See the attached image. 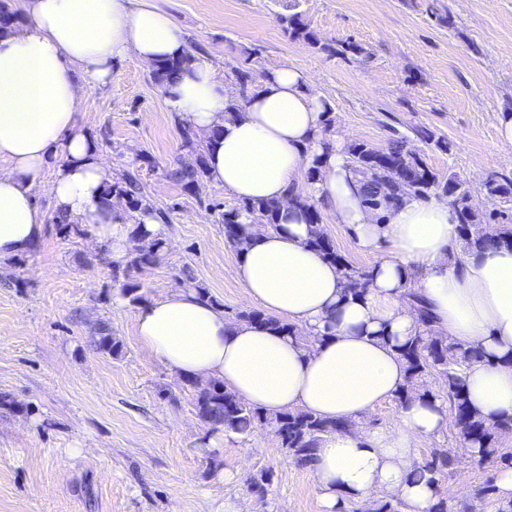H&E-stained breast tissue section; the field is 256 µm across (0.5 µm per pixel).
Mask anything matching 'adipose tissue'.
<instances>
[{
	"mask_svg": "<svg viewBox=\"0 0 512 512\" xmlns=\"http://www.w3.org/2000/svg\"><path fill=\"white\" fill-rule=\"evenodd\" d=\"M18 7L20 18L0 25V263L42 238L45 214L35 199L42 189L68 223L88 226L122 261L131 246L127 223L143 224L151 240L164 228L146 213L130 218L108 193L86 94L109 82L114 62L132 56L151 66L185 55L184 35L169 14L138 0H18ZM309 85L301 68L280 67L231 115L223 77L197 56L165 86L167 112L206 140L208 183L241 202L279 201L276 228L244 225L235 275L249 304L293 324L302 338L230 322L223 308L180 288L138 311L143 348L180 377L222 381L267 415L303 410L357 424L406 384L395 346L421 330L415 294L435 333L479 350L465 368L472 408L488 423L512 416V248L450 262L458 233L444 200L409 197L372 212L341 148H322L329 114ZM316 155L320 172L311 182ZM296 196L376 253L364 294L347 295L341 268L310 245L313 226ZM447 425L443 400L415 396L393 425L324 435L313 474L325 512L385 494L408 512H427L436 487L411 476L416 446Z\"/></svg>",
	"mask_w": 512,
	"mask_h": 512,
	"instance_id": "1",
	"label": "adipose tissue"
}]
</instances>
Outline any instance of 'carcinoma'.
I'll list each match as a JSON object with an SVG mask.
<instances>
[{
  "mask_svg": "<svg viewBox=\"0 0 512 512\" xmlns=\"http://www.w3.org/2000/svg\"><path fill=\"white\" fill-rule=\"evenodd\" d=\"M281 24L293 39H301L314 47L325 51L332 47L320 43L316 34L297 14L280 17ZM188 56L177 59H164L155 64L153 77L159 86L174 81L182 71ZM257 80L247 72L238 73V96L230 99L227 111L238 110L241 100L248 97ZM183 147L197 154L196 166L177 167L167 172L169 178L184 186H193L200 179L207 177L205 145L198 140L189 128H180ZM345 153L356 173L365 180V204L373 209L383 205L396 206L409 196L427 199L433 192L448 196L450 205L455 210L458 224L457 232L463 242L461 258L479 253L485 249L512 246V224H484L478 217L471 200L470 187L456 175L448 177L433 172L421 155L408 146L405 135L391 139L384 149H376L365 142H352L345 146ZM112 194L125 199L127 211L131 213L149 212L163 224L169 223L167 214L157 210L149 202L143 191L139 172L127 171L112 179L109 185ZM484 190L490 196L499 197L504 203V210L499 216L508 215L512 204V176L501 175L484 183ZM280 209L277 201L266 200L242 203L236 208L224 211L221 221L224 224V239L237 249L242 243V224H267L275 227V216ZM311 244L325 257L336 262L346 280L348 294L356 297L366 291L368 273L365 267H354L338 253L334 243L326 234L316 228L313 230ZM163 247L162 241L154 239L147 247H137L129 253L124 267L119 270L124 281L123 296L132 305L145 301L140 291V284L132 280L129 272L155 263ZM419 321L424 325L423 333L396 345V351L405 360L408 380L402 395L396 398L401 403L413 395H430L442 398L448 403L449 412L457 429L458 444L467 448L478 449V454L470 455L479 464L497 463L503 468L512 467V452L497 447L498 433L512 429V417L489 426L472 410L465 388L463 367L478 356V352L463 348L442 336L434 335L431 328V316L421 301H416ZM234 321L248 322L274 330L288 336H296V328L285 321L266 315L257 309H243L234 313ZM98 349L117 356L122 345L110 336L109 328L103 324L99 327V338L95 341ZM435 376L439 379V389L419 387L418 382ZM195 392V408L198 416L207 423L211 430L224 431L228 434L251 435L257 428H265L272 433L287 458L302 468H312L315 451L322 436L334 431H347L353 423L344 420H328L306 411H286L275 417H268L259 408L240 401L234 393L224 387L219 380L202 381L185 380ZM460 460L455 453L446 448H432L426 457L414 466L412 476L421 480L439 483L440 477L454 472ZM478 498L495 507L496 512H512V501L502 502L497 497L494 481L487 480L478 492ZM404 503L399 499L378 500L366 509L352 503L343 506V512H401Z\"/></svg>",
  "mask_w": 512,
  "mask_h": 512,
  "instance_id": "cac0c4a2",
  "label": "carcinoma"
}]
</instances>
